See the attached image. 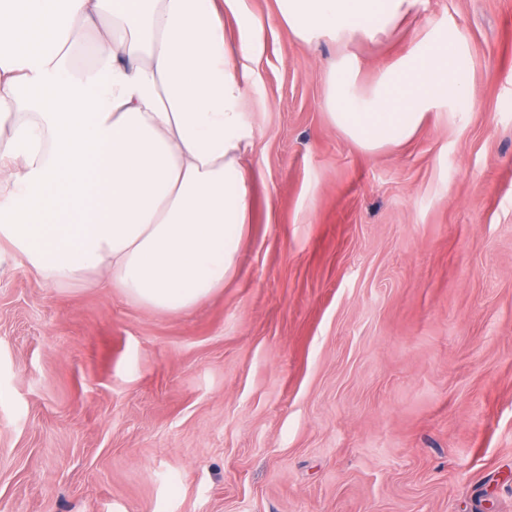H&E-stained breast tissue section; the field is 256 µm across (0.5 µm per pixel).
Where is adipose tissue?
<instances>
[{"mask_svg": "<svg viewBox=\"0 0 512 512\" xmlns=\"http://www.w3.org/2000/svg\"><path fill=\"white\" fill-rule=\"evenodd\" d=\"M297 41L387 35L416 0H276ZM224 0H0V242L46 285L114 288L163 312L234 272L251 209L244 104L264 22ZM468 47L431 27L359 85L344 52L332 122L366 151L398 146L440 108L474 105Z\"/></svg>", "mask_w": 512, "mask_h": 512, "instance_id": "ef3b65f1", "label": "adipose tissue"}]
</instances>
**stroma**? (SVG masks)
<instances>
[{
  "mask_svg": "<svg viewBox=\"0 0 512 512\" xmlns=\"http://www.w3.org/2000/svg\"><path fill=\"white\" fill-rule=\"evenodd\" d=\"M247 89L248 238L182 313L51 288L0 246V512H512V0H417L350 46L371 85L432 23L472 111L366 152L341 50L276 0Z\"/></svg>",
  "mask_w": 512,
  "mask_h": 512,
  "instance_id": "stroma-1",
  "label": "stroma"
}]
</instances>
